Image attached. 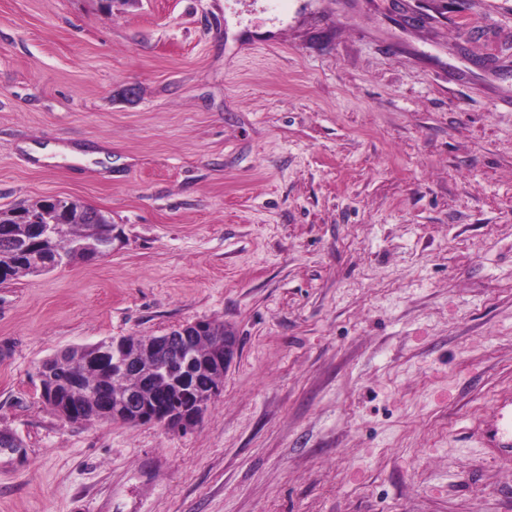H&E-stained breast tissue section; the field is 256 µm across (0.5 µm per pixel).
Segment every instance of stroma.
<instances>
[{"label":"stroma","mask_w":512,"mask_h":512,"mask_svg":"<svg viewBox=\"0 0 512 512\" xmlns=\"http://www.w3.org/2000/svg\"><path fill=\"white\" fill-rule=\"evenodd\" d=\"M48 197L116 240L0 285V512H512L467 432L512 395V0H0V208ZM195 320L237 350L192 431L41 399Z\"/></svg>","instance_id":"1"}]
</instances>
